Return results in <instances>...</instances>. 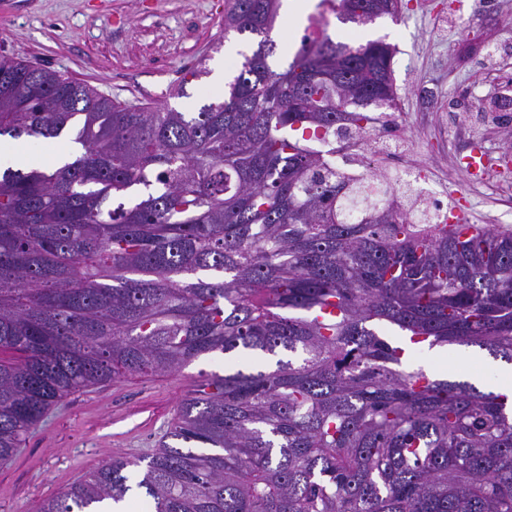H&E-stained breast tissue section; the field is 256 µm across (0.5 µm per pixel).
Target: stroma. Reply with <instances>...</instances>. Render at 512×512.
Segmentation results:
<instances>
[{"instance_id":"35a3bbf8","label":"stroma","mask_w":512,"mask_h":512,"mask_svg":"<svg viewBox=\"0 0 512 512\" xmlns=\"http://www.w3.org/2000/svg\"><path fill=\"white\" fill-rule=\"evenodd\" d=\"M442 0H410L398 20L360 27L331 20L329 33L396 46L398 131L403 163L428 195L464 209L471 223L512 228V0L464 10L462 21ZM256 42L225 34L224 0H0V51L57 70L128 106L168 104L196 112L221 99ZM205 75L187 78L193 65ZM495 163L493 177L471 178L463 164L473 145ZM459 346L411 350L406 365L468 379L493 359L477 351L462 362ZM276 359L202 356L179 373L135 374L80 389L29 431L19 452L0 462V512L58 495L105 460L149 454L163 439L200 374L225 368L271 369Z\"/></svg>"}]
</instances>
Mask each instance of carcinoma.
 I'll return each instance as SVG.
<instances>
[{"label": "carcinoma", "mask_w": 512, "mask_h": 512, "mask_svg": "<svg viewBox=\"0 0 512 512\" xmlns=\"http://www.w3.org/2000/svg\"><path fill=\"white\" fill-rule=\"evenodd\" d=\"M406 7L333 11L360 24ZM279 9L224 0V33L260 40L198 112L128 107L0 54V136L45 142L83 116L73 161L0 172V460L73 391L286 352L272 371L201 376L146 456L145 512H512L507 395L406 370L382 338L512 363V229L467 237L437 200L413 224L389 188L332 166L315 144L397 111L396 49L305 35L277 71ZM132 465L116 457L37 512L122 501Z\"/></svg>", "instance_id": "cac0c4a2"}]
</instances>
